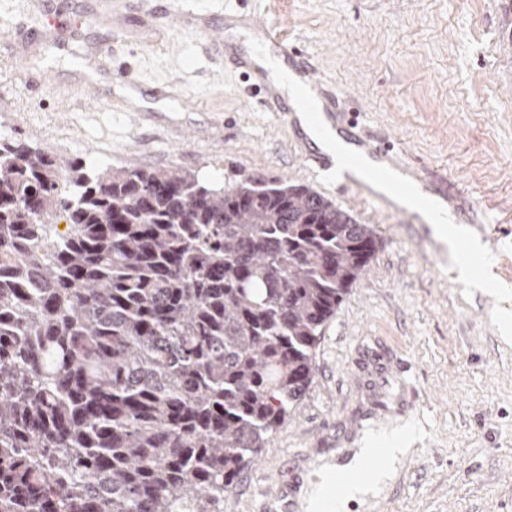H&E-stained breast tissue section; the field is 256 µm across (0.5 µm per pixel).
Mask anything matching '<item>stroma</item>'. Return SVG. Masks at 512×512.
I'll return each instance as SVG.
<instances>
[{"mask_svg":"<svg viewBox=\"0 0 512 512\" xmlns=\"http://www.w3.org/2000/svg\"><path fill=\"white\" fill-rule=\"evenodd\" d=\"M164 25L136 0H0V137L99 167L188 169L207 184L248 177L306 184L374 229L378 246L316 350L306 394L224 494V512H512V0H190ZM97 24H90L92 13ZM275 19L320 75L350 92L365 133L449 193L464 197L486 244L477 279L462 283L446 246L412 209L318 175L295 152L296 131L245 94L243 78L206 48L228 13ZM51 34H42L43 21ZM120 35L117 63L135 90L98 79L93 43ZM43 73L36 98L22 72ZM137 111H130L131 99ZM409 364L408 388L379 365ZM409 401L380 420L378 401ZM404 436L402 453L367 458L370 443ZM378 472L357 494L336 482L357 460Z\"/></svg>","mask_w":512,"mask_h":512,"instance_id":"35a3bbf8","label":"stroma"}]
</instances>
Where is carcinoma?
Wrapping results in <instances>:
<instances>
[{"label":"carcinoma","mask_w":512,"mask_h":512,"mask_svg":"<svg viewBox=\"0 0 512 512\" xmlns=\"http://www.w3.org/2000/svg\"><path fill=\"white\" fill-rule=\"evenodd\" d=\"M375 247L307 185L0 137V512H224Z\"/></svg>","instance_id":"1"}]
</instances>
